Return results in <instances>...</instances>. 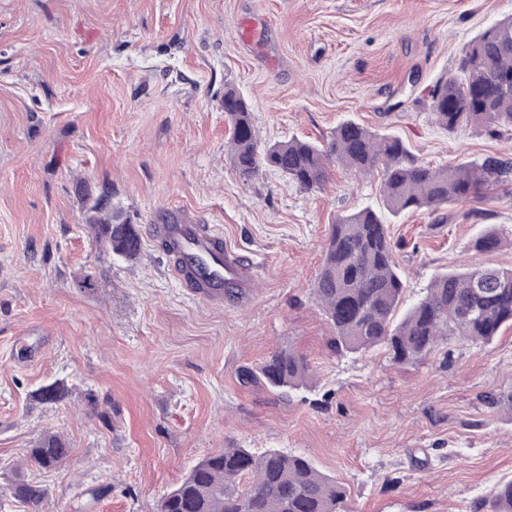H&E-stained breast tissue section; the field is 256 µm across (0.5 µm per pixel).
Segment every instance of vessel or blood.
<instances>
[{
    "label": "vessel or blood",
    "instance_id": "1",
    "mask_svg": "<svg viewBox=\"0 0 512 512\" xmlns=\"http://www.w3.org/2000/svg\"><path fill=\"white\" fill-rule=\"evenodd\" d=\"M156 225L157 237L174 243L189 258L187 266H172L175 278L185 282L193 297L203 303L222 302L225 289H232L239 304H248L253 296L255 274L244 267L240 255L226 250L221 235L202 224H185L177 213Z\"/></svg>",
    "mask_w": 512,
    "mask_h": 512
}]
</instances>
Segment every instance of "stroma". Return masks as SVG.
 Segmentation results:
<instances>
[{"instance_id": "35a3bbf8", "label": "stroma", "mask_w": 512, "mask_h": 512, "mask_svg": "<svg viewBox=\"0 0 512 512\" xmlns=\"http://www.w3.org/2000/svg\"><path fill=\"white\" fill-rule=\"evenodd\" d=\"M512 0H0V486L18 464L48 489L39 512H154L206 455L238 446L310 458L352 512H473L512 478V328L449 337L412 365L385 349L337 354L314 292L337 216L380 204L381 179L331 167L304 193L227 150L224 91L262 141L320 140L345 120L400 136L432 166L512 159V131L436 123L430 93ZM253 41L239 38L244 23ZM138 224L143 252L104 251L84 205ZM209 226L257 272L249 308L191 300L153 235L166 211ZM512 238V181L391 219L407 302L433 277L512 269L476 251ZM95 272L96 288L77 283ZM305 361L278 396L243 376L276 352ZM73 385L65 404L31 394ZM57 432V469L26 465ZM70 446L60 433L45 432L27 449L26 463L39 470L50 471L60 466L69 456Z\"/></svg>"}]
</instances>
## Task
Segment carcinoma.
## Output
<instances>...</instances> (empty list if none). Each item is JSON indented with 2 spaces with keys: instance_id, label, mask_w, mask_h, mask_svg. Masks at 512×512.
Here are the masks:
<instances>
[{
  "instance_id": "carcinoma-1",
  "label": "carcinoma",
  "mask_w": 512,
  "mask_h": 512,
  "mask_svg": "<svg viewBox=\"0 0 512 512\" xmlns=\"http://www.w3.org/2000/svg\"><path fill=\"white\" fill-rule=\"evenodd\" d=\"M461 81H442L431 109L436 123L456 130L480 127L489 137L512 129V17L490 24L465 45ZM224 112L230 125L228 151L239 178L251 180L264 170L286 175L308 192L327 179L337 164L358 174L380 168L381 208L365 207L344 214L332 225L314 290L331 325L339 354L385 348L398 365L413 364L448 337L492 342L501 328L512 326V269L479 267L444 272L424 298L397 311L405 283L384 214L394 217L423 209L436 211L468 200L512 179V162L488 156L454 166L432 167L419 160L399 136L372 132L344 121L321 143L293 138L261 144L250 105L234 89L224 91ZM88 223L96 241L112 254L136 260L142 254L141 234L123 211L89 208ZM504 238L484 229L473 241L479 252H495ZM304 361L291 351L273 354L258 378L275 390L293 391L305 380ZM70 389L55 382L34 391L42 405L66 402ZM67 439L43 433L27 449L26 461L50 471L69 456ZM4 496L39 509L48 499L40 482L17 480ZM490 512H512V480L498 483L492 498L479 504ZM156 512H349L346 491L306 456L268 449L222 448L199 460L176 487L163 494Z\"/></svg>"
}]
</instances>
